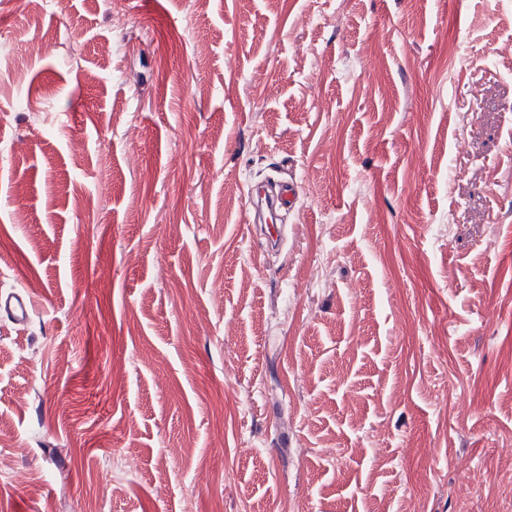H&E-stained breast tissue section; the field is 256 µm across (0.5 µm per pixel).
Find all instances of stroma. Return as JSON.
Listing matches in <instances>:
<instances>
[{
	"label": "stroma",
	"mask_w": 512,
	"mask_h": 512,
	"mask_svg": "<svg viewBox=\"0 0 512 512\" xmlns=\"http://www.w3.org/2000/svg\"><path fill=\"white\" fill-rule=\"evenodd\" d=\"M0 33V512H512V0ZM1 309L7 310L18 323L26 322L34 309V301L24 292L1 297Z\"/></svg>",
	"instance_id": "obj_1"
}]
</instances>
